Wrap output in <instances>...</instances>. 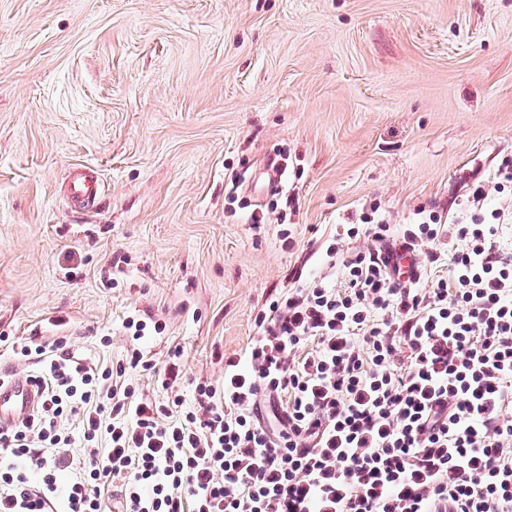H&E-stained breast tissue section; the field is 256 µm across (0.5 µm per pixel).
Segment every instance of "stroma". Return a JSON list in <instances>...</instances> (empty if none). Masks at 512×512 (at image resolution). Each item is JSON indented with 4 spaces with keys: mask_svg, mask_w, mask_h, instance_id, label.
<instances>
[{
    "mask_svg": "<svg viewBox=\"0 0 512 512\" xmlns=\"http://www.w3.org/2000/svg\"><path fill=\"white\" fill-rule=\"evenodd\" d=\"M510 160L512 0H0V333L86 364L183 348L192 400L266 302L339 282L337 225L463 221ZM98 177L92 171H78L70 181L69 195L75 204L92 205L99 197Z\"/></svg>",
    "mask_w": 512,
    "mask_h": 512,
    "instance_id": "1",
    "label": "stroma"
}]
</instances>
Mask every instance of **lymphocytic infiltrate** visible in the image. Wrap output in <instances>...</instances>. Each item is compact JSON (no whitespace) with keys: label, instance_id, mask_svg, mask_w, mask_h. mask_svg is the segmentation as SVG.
Wrapping results in <instances>:
<instances>
[{"label":"lymphocytic infiltrate","instance_id":"obj_1","mask_svg":"<svg viewBox=\"0 0 512 512\" xmlns=\"http://www.w3.org/2000/svg\"><path fill=\"white\" fill-rule=\"evenodd\" d=\"M484 197L452 229L432 215L396 237L446 266L434 279L398 282L389 225H345L374 247L329 245L339 284L272 300L189 409L144 398L140 350L102 368L1 334L45 367L35 414L0 431V512H106L114 488L121 512H512V256ZM448 232L461 249L442 250Z\"/></svg>","mask_w":512,"mask_h":512}]
</instances>
